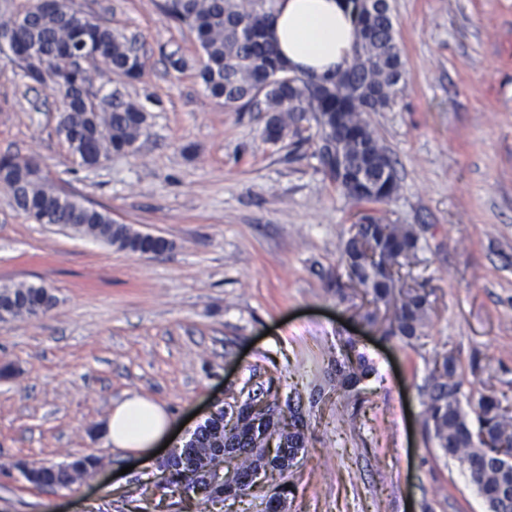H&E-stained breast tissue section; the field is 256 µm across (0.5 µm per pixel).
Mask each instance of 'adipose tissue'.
Returning <instances> with one entry per match:
<instances>
[{
    "mask_svg": "<svg viewBox=\"0 0 512 512\" xmlns=\"http://www.w3.org/2000/svg\"><path fill=\"white\" fill-rule=\"evenodd\" d=\"M270 38L289 67L326 75L349 61L357 30L346 0H277ZM176 429L175 418L136 394L113 409L104 436L114 448L144 453L162 447Z\"/></svg>",
    "mask_w": 512,
    "mask_h": 512,
    "instance_id": "ef3b65f1",
    "label": "adipose tissue"
}]
</instances>
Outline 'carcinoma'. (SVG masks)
I'll use <instances>...</instances> for the list:
<instances>
[{
  "label": "carcinoma",
  "mask_w": 512,
  "mask_h": 512,
  "mask_svg": "<svg viewBox=\"0 0 512 512\" xmlns=\"http://www.w3.org/2000/svg\"><path fill=\"white\" fill-rule=\"evenodd\" d=\"M357 26V41L345 80L336 75L291 73L277 47L261 33L274 20L276 0H162L160 9L178 26L187 29L202 51L198 72L205 90L224 106L239 112L265 113L264 138L278 144L315 128L313 156L331 184L358 203L379 204L392 199L398 182L378 186L375 196L363 199L339 177L336 161L325 149L337 141L343 164L364 169L369 176L395 169V160L376 140L366 118L396 104L404 79V63L395 36L389 3L378 0H347ZM70 0H22L10 15L0 18V40L20 69V78L59 97L55 133L67 145L73 161L92 168L112 155L130 154L147 130V113L118 91L108 95L94 89L96 79L113 73L139 78L145 68L138 41L112 29L109 21L91 14L69 13ZM79 54L96 50L99 59L76 70L62 51ZM341 113V129L329 123L326 114ZM15 210L37 224H57L70 232L104 242L120 251L157 254L167 249L161 237L141 236L127 224H117L111 215L80 199L61 193L49 183L34 158L0 155ZM367 242L384 263L402 265L420 250L417 234L401 224H387L381 217L364 229ZM349 268L372 295L374 308L360 313L369 325L378 323L379 305L389 301L394 281L383 268L368 266L365 253H349ZM57 304L51 289L23 283L0 287V314L37 319ZM430 310L429 294L415 289L405 292L384 333L405 344L423 334ZM336 359V390L354 392L374 372L357 342L341 341ZM458 363L445 355L435 363L422 392L424 425L442 454L464 467L469 482L488 505L489 512H512V460L499 451L512 450V417L494 395H482L473 407L478 427L472 429L462 408ZM302 418L298 402H286L271 410L268 420L243 427L224 425V410H217L197 432V446L186 450V459L161 464L160 488L186 497L196 512H213L220 494L241 499L255 488L242 487L260 449L265 447L269 427H277L286 440L284 455L274 457L272 471H288V454L305 448L306 430L296 429ZM236 444L224 457V442ZM98 458L75 457L69 468L58 465L31 466L28 481L50 489H68L93 472ZM232 473L226 485H213L206 476ZM293 487L284 481L267 496L263 512H285Z\"/></svg>",
  "instance_id": "1"
}]
</instances>
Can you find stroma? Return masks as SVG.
<instances>
[{
    "label": "stroma",
    "instance_id": "stroma-1",
    "mask_svg": "<svg viewBox=\"0 0 512 512\" xmlns=\"http://www.w3.org/2000/svg\"><path fill=\"white\" fill-rule=\"evenodd\" d=\"M159 3L73 0L147 52L139 80L102 88L143 105L147 131L133 155L95 168L73 163L56 102L0 51V155L38 158L59 190L169 243L120 251L33 223L0 191V285L57 298L45 317L0 322V512H185L155 486L160 457L106 445L112 409L142 394L178 420L204 417L271 378L281 397L300 395L310 435L288 471V512H487L427 433L420 389L451 353L463 399L492 393L512 409V0H389L404 88L369 120L398 162V192L379 209L420 236L395 277L431 302L409 345L360 322L364 290L334 293L360 204L325 179L311 143L271 145L264 113L209 96L194 37ZM173 50L184 73L166 65ZM340 336L376 369L352 416L329 389L325 352ZM74 455L102 467L68 489L15 468Z\"/></svg>",
    "mask_w": 512,
    "mask_h": 512
}]
</instances>
